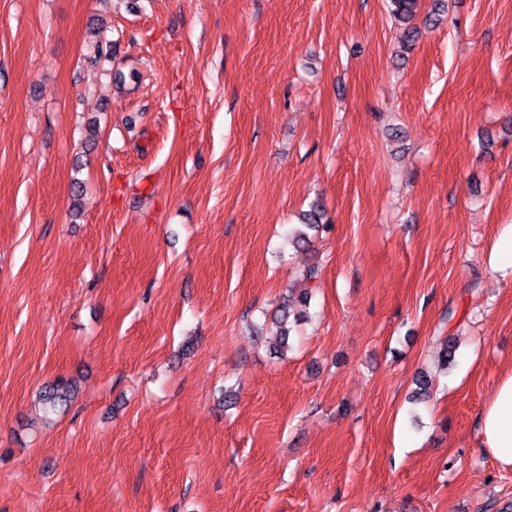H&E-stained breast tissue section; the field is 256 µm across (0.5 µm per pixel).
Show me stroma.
Segmentation results:
<instances>
[{
  "instance_id": "1",
  "label": "stroma",
  "mask_w": 512,
  "mask_h": 512,
  "mask_svg": "<svg viewBox=\"0 0 512 512\" xmlns=\"http://www.w3.org/2000/svg\"><path fill=\"white\" fill-rule=\"evenodd\" d=\"M439 1L0 0V512L512 502V0ZM492 258L499 267L512 269V225L499 235L492 250ZM480 448L503 469H512V371L498 381L478 416Z\"/></svg>"
}]
</instances>
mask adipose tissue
I'll list each match as a JSON object with an SVG mask.
<instances>
[{"mask_svg": "<svg viewBox=\"0 0 512 512\" xmlns=\"http://www.w3.org/2000/svg\"><path fill=\"white\" fill-rule=\"evenodd\" d=\"M480 445L503 469H512V372L498 381L478 416Z\"/></svg>", "mask_w": 512, "mask_h": 512, "instance_id": "ef3b65f1", "label": "adipose tissue"}]
</instances>
